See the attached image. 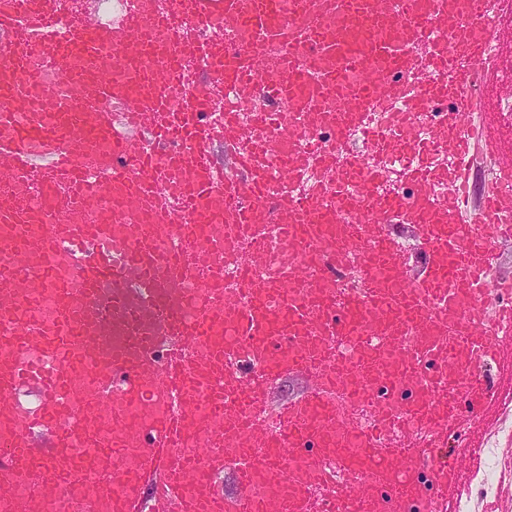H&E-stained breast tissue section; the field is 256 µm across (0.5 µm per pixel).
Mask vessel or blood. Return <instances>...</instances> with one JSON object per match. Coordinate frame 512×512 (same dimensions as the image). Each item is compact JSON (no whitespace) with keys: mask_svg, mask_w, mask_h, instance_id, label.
I'll return each mask as SVG.
<instances>
[{"mask_svg":"<svg viewBox=\"0 0 512 512\" xmlns=\"http://www.w3.org/2000/svg\"><path fill=\"white\" fill-rule=\"evenodd\" d=\"M66 5L0 0V512H445L480 463L448 435L484 417L476 368L512 348V306L483 303L512 191L469 185L486 165L512 182L471 121L500 52L491 0H134L69 25ZM395 105L437 113L455 159L407 169L408 196L383 189V133L348 149ZM322 127L334 148L294 146ZM286 375L308 386L272 404ZM29 380L41 405L21 413Z\"/></svg>","mask_w":512,"mask_h":512,"instance_id":"vessel-or-blood-1","label":"vessel or blood"}]
</instances>
